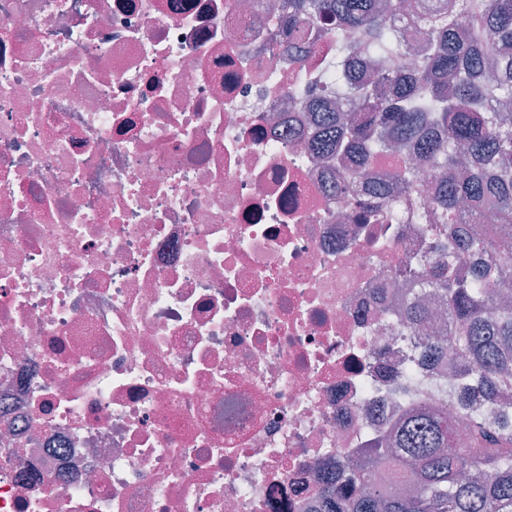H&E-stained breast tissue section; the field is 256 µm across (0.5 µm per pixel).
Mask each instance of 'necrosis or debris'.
Masks as SVG:
<instances>
[{
  "label": "necrosis or debris",
  "mask_w": 512,
  "mask_h": 512,
  "mask_svg": "<svg viewBox=\"0 0 512 512\" xmlns=\"http://www.w3.org/2000/svg\"><path fill=\"white\" fill-rule=\"evenodd\" d=\"M273 3L0 0V512H314L397 412L430 242L310 163ZM403 320L400 329V335L405 331L407 336H413V331L417 327L426 323L428 325L431 319L430 310L421 302L419 297H415L401 313Z\"/></svg>",
  "instance_id": "obj_1"
}]
</instances>
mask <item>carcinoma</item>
Returning a JSON list of instances; mask_svg holds the SVG:
<instances>
[{
    "label": "carcinoma",
    "instance_id": "carcinoma-1",
    "mask_svg": "<svg viewBox=\"0 0 512 512\" xmlns=\"http://www.w3.org/2000/svg\"><path fill=\"white\" fill-rule=\"evenodd\" d=\"M283 33L317 51L335 42L331 63L369 68L336 89L348 112L312 113L310 152L340 162L345 176L392 150L410 148L432 171L403 164L372 184L385 223L414 210L433 257H410L405 284L433 288L447 305L430 355L455 366V430L443 405L406 402L389 429L344 470L325 473L319 512H512V0H287ZM419 29L410 64L391 24ZM323 99L318 78L293 85ZM410 336L429 323L416 297L402 311Z\"/></svg>",
    "mask_w": 512,
    "mask_h": 512
}]
</instances>
